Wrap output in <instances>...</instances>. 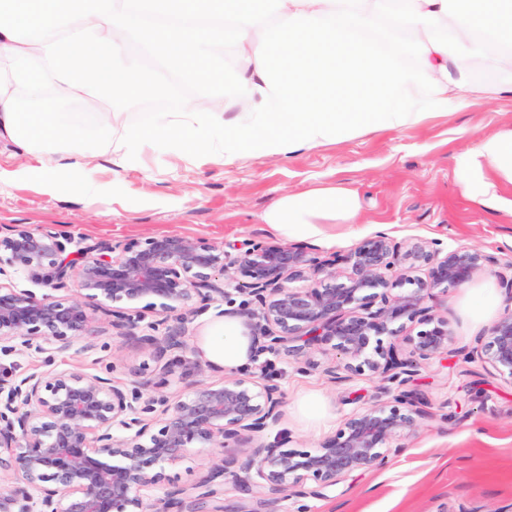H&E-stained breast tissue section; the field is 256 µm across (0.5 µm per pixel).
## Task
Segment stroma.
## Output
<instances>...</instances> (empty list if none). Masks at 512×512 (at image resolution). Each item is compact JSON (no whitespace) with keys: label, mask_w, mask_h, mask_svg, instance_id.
<instances>
[{"label":"stroma","mask_w":512,"mask_h":512,"mask_svg":"<svg viewBox=\"0 0 512 512\" xmlns=\"http://www.w3.org/2000/svg\"><path fill=\"white\" fill-rule=\"evenodd\" d=\"M454 71L463 73L480 94L470 105L449 106L422 122L400 129L366 131L290 157L260 154L227 165L195 155L162 137L145 146L138 159L117 165L101 161L94 193H86L79 174L71 192L47 190L36 155L0 146V236L16 228L53 227L70 238L72 248L104 240L142 241L156 234L203 239L219 247L252 239H277L263 224V210L282 192L342 187L358 194L361 215L355 224H322L299 244L328 258L383 231L399 241L437 239L496 257L478 271L472 286L487 283L506 307L501 278H512V185L502 184L505 205L489 206L463 195L458 160L486 135L512 132V54L490 43L462 44L451 51ZM172 106L146 98L123 106L125 123L151 125L169 111H182L188 84L167 76ZM464 288L449 290L439 308L447 318L448 350L424 363L415 380L428 401L429 418L420 420L403 450L379 472L355 471L318 497L285 500L280 512H438L441 504L472 512H507L512 506V382L486 372L479 359L464 360L491 320H473L463 309ZM94 350L76 341L64 353L0 355V372L29 374L71 368L86 374L113 373L124 382L151 377L156 362L138 343L113 337L104 329ZM254 375L273 370L284 393V415L266 441L287 448L317 447L324 432L311 431L295 411L298 398L319 393L329 428L353 410L377 404L379 377L364 373L343 383L322 372L297 371L284 355L249 361ZM214 448L191 449L188 457L165 468V487L191 488L217 456Z\"/></svg>","instance_id":"stroma-1"}]
</instances>
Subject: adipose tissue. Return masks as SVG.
<instances>
[{"label": "adipose tissue", "instance_id": "obj_1", "mask_svg": "<svg viewBox=\"0 0 512 512\" xmlns=\"http://www.w3.org/2000/svg\"><path fill=\"white\" fill-rule=\"evenodd\" d=\"M412 31L421 63L409 66L380 51L381 33L356 34L375 20ZM512 45V0H0V143L39 155L40 172L56 193L70 191L59 172L81 171L95 182L97 156L80 150L54 112H21L15 93L44 86L62 99L87 92L112 103L165 90V72L196 85V98L159 125L121 123L109 108L101 153L131 159L137 148L170 135L227 164L251 153L287 156L363 130H398L420 122L449 99L468 103L475 90L448 69L449 41L474 34ZM159 60L147 70L119 62L125 35ZM243 62L224 87V41ZM236 112L225 117L224 103ZM100 153V154H101ZM512 183V133L482 139L459 163L463 193L496 203L498 179ZM356 192L336 186L279 195L262 212L280 234L317 224L354 223ZM210 366L233 371L251 357L243 318L227 317L197 340Z\"/></svg>", "mask_w": 512, "mask_h": 512}]
</instances>
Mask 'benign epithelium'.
<instances>
[{
    "label": "benign epithelium",
    "mask_w": 512,
    "mask_h": 512,
    "mask_svg": "<svg viewBox=\"0 0 512 512\" xmlns=\"http://www.w3.org/2000/svg\"><path fill=\"white\" fill-rule=\"evenodd\" d=\"M49 102L47 93H25L19 111ZM67 244L51 227L0 237L8 264L47 289L39 296L0 288V352L64 353L108 317L115 336L139 340L162 365L140 383L69 369L0 376V471L14 476L0 490V512H228L226 483L255 498L235 512H278L283 499L319 496L348 473L385 468L402 450L397 442L428 416L408 384L448 349V320L434 310L448 289L493 263L478 250L444 249L435 239L401 243L381 231L349 249L342 271L308 247L275 240L232 252L174 234L76 251ZM233 291L244 296L236 314L249 321L253 358L283 352L298 371L320 369L335 383L368 371L380 378L384 400L353 411L319 447L297 450L263 440L283 415L272 375L232 371L219 383L197 381L183 396L167 392L173 373L202 371L186 356V324ZM145 298L154 299L159 319L140 335L137 304ZM397 340L411 346L410 357L399 356ZM316 350L331 359H314ZM479 356L512 382V306ZM206 447L224 455L192 488L158 496L162 467Z\"/></svg>",
    "instance_id": "1"
}]
</instances>
